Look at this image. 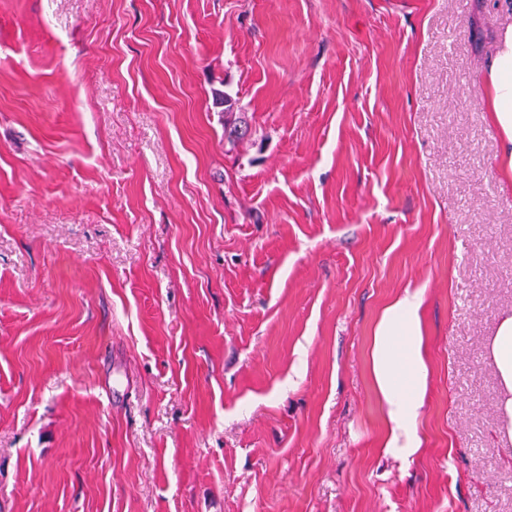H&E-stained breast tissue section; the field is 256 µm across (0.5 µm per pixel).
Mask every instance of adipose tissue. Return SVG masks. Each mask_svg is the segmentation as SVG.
Instances as JSON below:
<instances>
[{
    "mask_svg": "<svg viewBox=\"0 0 512 512\" xmlns=\"http://www.w3.org/2000/svg\"><path fill=\"white\" fill-rule=\"evenodd\" d=\"M485 105L498 131V171L512 189V28L506 29L484 77ZM424 292L405 290L381 311L369 350L370 375L384 408L385 454L402 464L419 455L420 421L428 383L423 324ZM492 359L505 390L501 429L512 436V314L504 316L492 342Z\"/></svg>",
    "mask_w": 512,
    "mask_h": 512,
    "instance_id": "ef3b65f1",
    "label": "adipose tissue"
}]
</instances>
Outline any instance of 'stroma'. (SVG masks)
I'll return each mask as SVG.
<instances>
[{
  "mask_svg": "<svg viewBox=\"0 0 512 512\" xmlns=\"http://www.w3.org/2000/svg\"><path fill=\"white\" fill-rule=\"evenodd\" d=\"M510 27L512 0H0V512H512L481 99ZM407 288L403 468L369 348ZM215 104L224 107L220 112L224 116V144L230 146V150L240 144L248 133V122L245 112L239 101L229 93L218 91L214 93ZM424 289H406L381 311L369 350L370 375L384 408L381 448L410 464L423 446L420 421L428 383Z\"/></svg>",
  "mask_w": 512,
  "mask_h": 512,
  "instance_id": "1",
  "label": "stroma"
}]
</instances>
